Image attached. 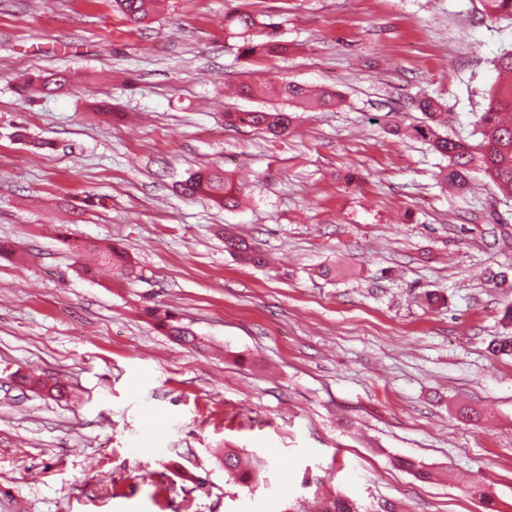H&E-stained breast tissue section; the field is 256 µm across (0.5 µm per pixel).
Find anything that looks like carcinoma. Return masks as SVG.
Wrapping results in <instances>:
<instances>
[{
	"label": "carcinoma",
	"instance_id": "obj_1",
	"mask_svg": "<svg viewBox=\"0 0 512 512\" xmlns=\"http://www.w3.org/2000/svg\"><path fill=\"white\" fill-rule=\"evenodd\" d=\"M480 3L484 19L490 22L499 19L512 20V0H480ZM113 6L134 25L146 23L153 13V0H113ZM224 31L229 38L236 40L238 55L245 59L270 58L288 51V45L280 39L276 23L261 20L258 13L240 9L226 12ZM267 92L280 100L297 103L308 109L335 105L339 101L338 94L333 91L325 90L314 94L302 85L290 81H281L268 90L257 83L244 82L240 85V93L247 97ZM417 109L425 115L426 121L412 126L410 136L428 142L435 152L448 159V167L440 171L443 183L463 189L474 175L480 174L488 180L494 192L512 197V121L502 117V113L512 112V82L491 88L487 107L476 121V140L472 143L454 139L438 131L434 125L435 117L444 109V104L438 99L423 97L417 102ZM224 122L230 126L242 124L262 128L273 135L281 136L291 128L292 116L277 108L226 112ZM244 189L245 186L235 184L232 176L221 168H203L180 184L182 196L205 197L226 210L237 207ZM58 240L75 257L93 252L113 272L121 276L133 273L128 253L116 245L80 241L64 232L59 234ZM224 251L243 264H264L262 252L253 243L230 233L224 234ZM143 313L174 340L184 345L196 346L197 336L173 313L156 306L143 308ZM488 350L494 357L512 355V336L497 337L491 341ZM263 466V461L259 459L244 464L236 449H224V471L242 484L257 480ZM322 512H361V506L338 496L324 504Z\"/></svg>",
	"mask_w": 512,
	"mask_h": 512
}]
</instances>
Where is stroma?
<instances>
[{"mask_svg":"<svg viewBox=\"0 0 512 512\" xmlns=\"http://www.w3.org/2000/svg\"><path fill=\"white\" fill-rule=\"evenodd\" d=\"M230 7L278 23L287 54L239 57ZM480 9L161 0L135 27L111 0H0V512H316L338 492L485 512L474 482L512 512V357L487 351L512 302V199L448 190L445 159L389 133L432 96L449 136H470L512 46V23ZM39 73L69 82L26 87ZM266 79L342 101L298 110L284 136L225 125L272 104L228 85ZM208 166L247 184L239 209L180 195ZM227 224L267 266L225 252ZM62 225L123 245L134 277L78 270ZM224 448L265 459L260 482L229 479ZM143 313L174 340L184 345L196 346L197 336L178 320L173 313L156 306H146L143 308Z\"/></svg>","mask_w":512,"mask_h":512,"instance_id":"obj_1","label":"stroma"}]
</instances>
